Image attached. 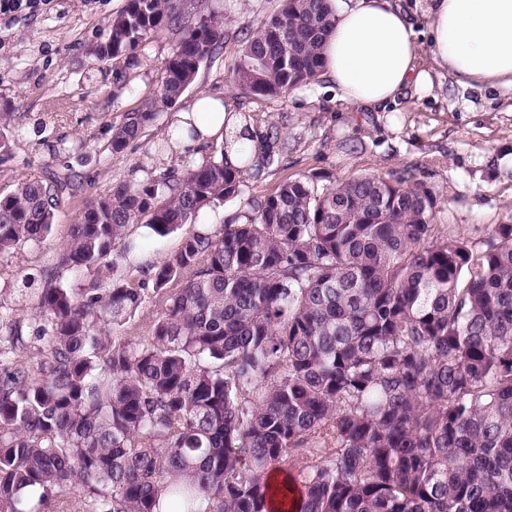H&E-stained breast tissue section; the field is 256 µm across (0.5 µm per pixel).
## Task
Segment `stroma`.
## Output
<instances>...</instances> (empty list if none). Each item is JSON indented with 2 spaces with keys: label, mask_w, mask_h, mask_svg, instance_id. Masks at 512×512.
<instances>
[{
  "label": "stroma",
  "mask_w": 512,
  "mask_h": 512,
  "mask_svg": "<svg viewBox=\"0 0 512 512\" xmlns=\"http://www.w3.org/2000/svg\"><path fill=\"white\" fill-rule=\"evenodd\" d=\"M126 0H22L0 10V112L15 113L23 131L0 158V193L55 170L77 175L80 196L56 214L41 247L0 257V305L29 304L26 277H37L62 247L84 198L110 194L140 169L153 143L166 136L177 112L198 93L227 100L249 113L258 134L278 128L288 143L243 195L209 211L211 231L240 221L247 200L273 194L285 181L326 175L339 182L359 174L392 179L409 171L437 196L433 222L478 242L495 224H512V87H462L448 76L430 92L397 100L383 112H359L336 102L323 83L270 98L246 96L230 82L239 59L237 33L276 14L282 0H208L224 17V52L204 65L174 108L145 129L123 157L107 146L112 126L160 84L172 42L161 32L147 41L124 88L112 61L96 47Z\"/></svg>",
  "instance_id": "obj_1"
}]
</instances>
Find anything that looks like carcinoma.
I'll return each mask as SVG.
<instances>
[{"label": "carcinoma", "mask_w": 512, "mask_h": 512, "mask_svg": "<svg viewBox=\"0 0 512 512\" xmlns=\"http://www.w3.org/2000/svg\"><path fill=\"white\" fill-rule=\"evenodd\" d=\"M330 0H284L242 37L233 82L277 97L318 82ZM96 53L139 64L176 36L158 89L112 126L115 159L220 53L205 0H127ZM15 113H0V152ZM209 160L86 199L42 270L27 342L0 313V512H512V224L476 243L431 223L409 174L283 183L245 221L142 264L242 195L272 160ZM81 182L52 170L0 194V256L37 248ZM156 307L147 334L125 325ZM299 466L300 495L268 471Z\"/></svg>", "instance_id": "1"}]
</instances>
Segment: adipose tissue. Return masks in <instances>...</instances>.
<instances>
[{
	"instance_id": "adipose-tissue-1",
	"label": "adipose tissue",
	"mask_w": 512,
	"mask_h": 512,
	"mask_svg": "<svg viewBox=\"0 0 512 512\" xmlns=\"http://www.w3.org/2000/svg\"><path fill=\"white\" fill-rule=\"evenodd\" d=\"M427 42L400 0H340L334 32L323 43L322 79L337 102L382 111L407 93L432 88L429 69L463 86H512V0H420ZM198 133L190 135L188 122ZM169 134L179 152L197 142L237 135L261 153L264 144L237 109L199 94Z\"/></svg>"
}]
</instances>
